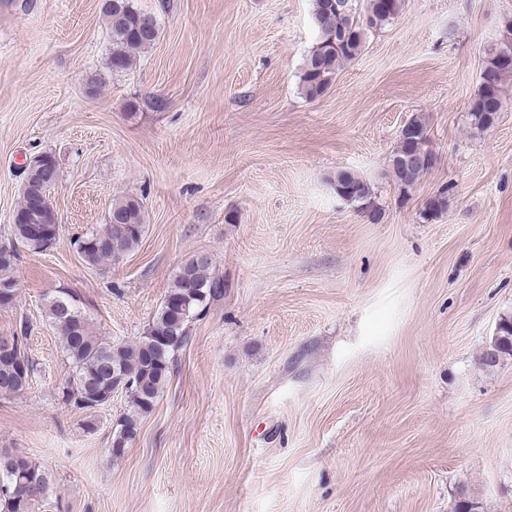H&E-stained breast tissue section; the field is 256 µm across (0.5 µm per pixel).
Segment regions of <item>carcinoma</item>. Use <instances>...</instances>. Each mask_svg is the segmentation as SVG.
<instances>
[{"instance_id":"obj_1","label":"carcinoma","mask_w":512,"mask_h":512,"mask_svg":"<svg viewBox=\"0 0 512 512\" xmlns=\"http://www.w3.org/2000/svg\"><path fill=\"white\" fill-rule=\"evenodd\" d=\"M347 10L336 13V0H312V21L317 37L300 68V95L308 101L322 97L336 78L338 71L354 60L364 48L369 35L392 23L398 17L401 0H346ZM103 12L112 48L108 57L114 72L131 69L137 55L157 42L160 27L157 19L143 12L135 0H105ZM512 56V42L503 44L487 54L481 82L469 110L470 124L478 130L495 125L503 109L502 84L512 76V64L503 61ZM410 126L416 130L414 140L400 135L388 159V171L396 183L399 195L412 190L428 168L413 166L401 168L398 159L412 146L427 147L429 137L424 120L414 117ZM59 176L58 163L48 159L47 165L26 172L42 193L49 190ZM336 194L349 200L356 208L370 209L369 218L378 221L381 210L374 205L373 190L369 182L358 174L341 169L334 177ZM450 188H441L429 198L420 211V219L434 220L448 206ZM125 219L119 229L112 218ZM145 229V209L139 199L124 197L110 203L105 224L73 240L81 260L88 266L99 267L116 261L134 250ZM42 253L52 248L46 240L29 234V225L11 224L9 243L0 246V290L13 293L7 306L16 299L18 291L17 262L20 249ZM224 296V281L216 276L212 259L207 254L195 255L183 262L176 271L164 299L151 323L139 341L133 344L112 343L93 334L90 322L82 311L77 296L68 291L48 298L45 318L58 334L61 351L68 364L69 375L61 389L64 403L79 408L93 409L112 400L121 390L129 398L130 409L123 415L114 437L112 455L120 457L137 436L139 418L154 409L157 400L167 388L173 372L176 353L189 340L190 324L202 317L208 305ZM503 331L492 338L484 349L479 363L493 368L512 357V315L502 317ZM30 324L21 320L15 329L0 340L10 339L14 350L0 353V397L10 398L30 387L37 365L27 353ZM0 512H33L35 502L48 487V476L38 465L9 453L0 454Z\"/></svg>"}]
</instances>
